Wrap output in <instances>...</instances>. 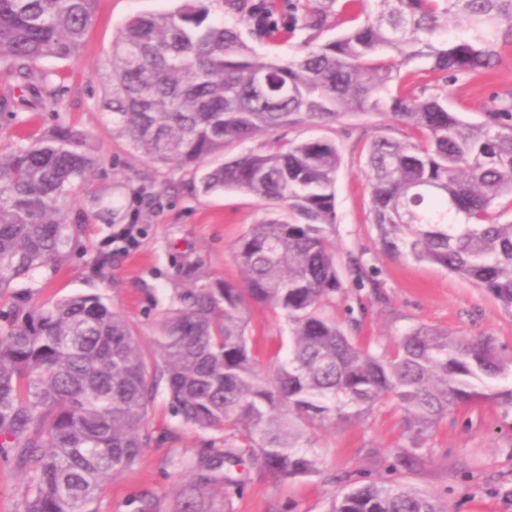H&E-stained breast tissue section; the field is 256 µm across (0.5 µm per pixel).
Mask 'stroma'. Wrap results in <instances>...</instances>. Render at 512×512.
<instances>
[{
    "instance_id": "stroma-1",
    "label": "stroma",
    "mask_w": 512,
    "mask_h": 512,
    "mask_svg": "<svg viewBox=\"0 0 512 512\" xmlns=\"http://www.w3.org/2000/svg\"><path fill=\"white\" fill-rule=\"evenodd\" d=\"M178 4L97 0L80 55L37 64L57 91L58 107L43 102L18 82L8 64H0V146L15 143L20 131L36 133L59 121L87 132L100 157L77 202L87 215L82 247L55 271L36 277L31 284L34 301L76 293L105 296L137 329L146 347L188 265L198 262L209 278L240 282L235 243L248 225L270 213L265 202L246 192L202 194L192 169L161 167L131 151L114 134L102 108L99 74L119 28L131 17L169 12ZM404 73L414 89L447 95L451 111L477 123L491 97L512 91V48L503 47L499 65L487 76L448 82L442 73L418 62ZM411 133V128L376 115L349 116L328 125L305 123L288 133L298 141L317 138L338 146L343 166L335 186L336 252L341 257L351 251L364 253L389 299L387 306H378L369 288L348 283L337 293L330 313L361 345L390 347L404 327L425 323L453 335L490 336L512 349V313L489 292L441 267L379 248L362 154L377 136L404 140ZM131 224L137 228L135 241H120V233ZM104 253L111 254L112 265L100 273L94 261ZM248 332L261 361L288 350L286 322L264 307L252 306ZM147 419L150 441L139 464L113 479L95 504L97 512H134L147 491L154 495L158 512H171L178 490L191 475L175 470L170 459L193 456L212 438L175 417L162 389ZM403 443L401 411L383 404L361 420L319 432L322 474L276 482L245 463L232 469L243 480V491L219 488L215 498L225 501L228 512H326L337 492L388 478L447 500L448 512H512V410L478 402L448 416L434 432L428 461L390 472L388 465Z\"/></svg>"
}]
</instances>
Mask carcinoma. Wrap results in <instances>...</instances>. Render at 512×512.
<instances>
[{"label":"carcinoma","instance_id":"obj_1","mask_svg":"<svg viewBox=\"0 0 512 512\" xmlns=\"http://www.w3.org/2000/svg\"><path fill=\"white\" fill-rule=\"evenodd\" d=\"M96 0H0V61L15 78L55 88L35 62L77 56ZM182 0L130 18L104 64V108L128 146L169 168L214 161L205 193L241 190L278 214L250 225L234 256L242 284L197 272L174 294L152 347L101 295L32 303L27 284L70 253L85 224L75 208L99 156L86 132L56 124L0 151V460L26 477L20 512H95L108 482L144 452L146 419L164 383L173 414L224 434L176 465L193 474L172 512H218L213 486L243 487L226 466L251 461L273 481L318 475L316 433L394 401L404 447L390 467L426 460L450 413L492 401L512 409V351L489 336H451L417 323L379 353L331 317L343 282L336 256L335 184L342 159L327 140L277 139L228 160L224 148L272 130L354 114L390 116L414 140H373L365 156L381 249L405 251L486 289L512 311V93L477 124L443 94L401 92V70L425 59L451 79L486 72L512 43V0ZM457 20L448 29L450 19ZM258 39L303 37L307 54L262 61ZM340 36L316 44L328 28ZM267 76L260 92L256 74ZM351 282L388 298L364 253H348ZM263 305L289 327L288 355L261 364L247 335ZM328 512H445L431 494L377 481L332 498Z\"/></svg>","mask_w":512,"mask_h":512}]
</instances>
